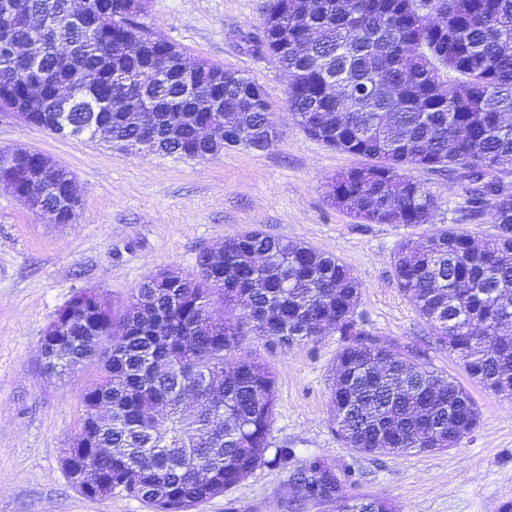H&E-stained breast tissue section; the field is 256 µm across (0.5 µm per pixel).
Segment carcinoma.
Here are the masks:
<instances>
[{"label": "carcinoma", "mask_w": 512, "mask_h": 512, "mask_svg": "<svg viewBox=\"0 0 512 512\" xmlns=\"http://www.w3.org/2000/svg\"><path fill=\"white\" fill-rule=\"evenodd\" d=\"M67 0H0V88L36 125L79 138L87 114L110 142L154 136L153 152L203 158V131L229 116L224 147L264 150L275 124L263 89L205 60L191 72L176 48L126 15L128 0H86L92 21ZM39 59L17 48L32 35ZM248 51L277 56L288 73L286 108L310 136L365 159L328 184L337 208L370 224H428L437 208L409 167L466 182L470 216L490 207L499 233L481 244L454 228L406 240L395 277L438 344L486 389L512 374V0H271ZM46 154L0 149V182L26 193L22 174ZM39 211L76 216L71 173L40 189ZM90 291L42 339L50 375L97 359L81 394L74 471L91 468L155 512H191L258 466L284 464L268 440L275 377L232 352L249 334L290 344L331 329L345 345L330 408L340 439L372 455L424 451L442 428L452 448L479 411L457 382L369 334L356 316L359 282L333 255L258 230L224 239L183 273L159 269L125 313L101 311ZM224 304L231 315L216 318ZM306 497H332L341 481L315 457L296 474ZM337 512H390L380 499L337 497Z\"/></svg>", "instance_id": "carcinoma-1"}]
</instances>
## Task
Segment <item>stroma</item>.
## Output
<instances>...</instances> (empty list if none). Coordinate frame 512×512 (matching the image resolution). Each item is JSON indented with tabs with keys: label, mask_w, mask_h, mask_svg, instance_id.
Masks as SVG:
<instances>
[{
	"label": "stroma",
	"mask_w": 512,
	"mask_h": 512,
	"mask_svg": "<svg viewBox=\"0 0 512 512\" xmlns=\"http://www.w3.org/2000/svg\"><path fill=\"white\" fill-rule=\"evenodd\" d=\"M269 0H148L142 22L175 45L187 62L206 60L241 72L266 94L278 138L264 150L231 148L199 158L124 152L99 137H63L0 111V148L52 157L75 177L81 205L56 224L0 187V512H151L113 491L89 498L69 482L63 457L84 414L81 392L97 362L47 375L41 340L75 292L94 289L114 311L150 272L194 270L199 253L226 237L259 230L304 243L345 263L360 284L356 315L364 328L400 346L430 370L461 384L480 420L458 445L403 455H363L336 434L330 390L344 345L333 330L291 345L244 337L235 357H256L275 374L273 445H288L287 464L257 467L193 512H336L332 499L301 495L294 474L318 457L335 471L354 466L346 496L387 500L394 512H505L512 504V398L486 390L399 288V244L438 227L484 240L498 232L491 215L469 216L462 185L419 167L438 208L427 224H364L332 205L327 185L361 157L327 147L290 116L287 76L276 57L252 55L239 37L258 34Z\"/></svg>",
	"instance_id": "stroma-1"
}]
</instances>
